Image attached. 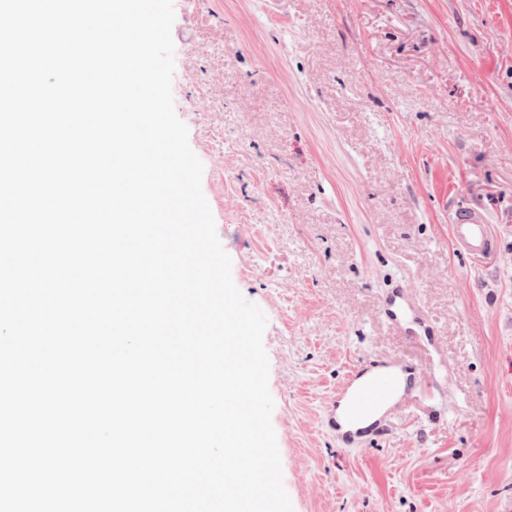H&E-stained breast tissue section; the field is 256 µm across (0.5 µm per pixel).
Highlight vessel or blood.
I'll return each instance as SVG.
<instances>
[{"label":"vessel or blood","mask_w":512,"mask_h":512,"mask_svg":"<svg viewBox=\"0 0 512 512\" xmlns=\"http://www.w3.org/2000/svg\"><path fill=\"white\" fill-rule=\"evenodd\" d=\"M450 238L456 251L477 262L493 260L502 247L497 225L472 206L455 209ZM381 316L410 344L432 346L435 326L408 286L392 290L382 304ZM420 398L432 407L449 405L445 395L424 386L420 363L394 355L368 356L347 370L340 386L326 399L324 428L337 447L360 448L387 433L389 419Z\"/></svg>","instance_id":"b4317fda"}]
</instances>
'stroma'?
Returning <instances> with one entry per match:
<instances>
[{"label": "stroma", "instance_id": "obj_1", "mask_svg": "<svg viewBox=\"0 0 512 512\" xmlns=\"http://www.w3.org/2000/svg\"><path fill=\"white\" fill-rule=\"evenodd\" d=\"M172 93L235 286L267 318L294 512H500L512 502V0H173ZM191 66H183L185 56ZM504 249L471 262L452 209ZM408 285L443 368L381 319ZM445 376L388 434L338 448L324 398L369 354ZM450 238L456 251L476 262L493 260L502 247L497 225L488 224L487 215L472 206H459L452 213Z\"/></svg>", "mask_w": 512, "mask_h": 512}]
</instances>
